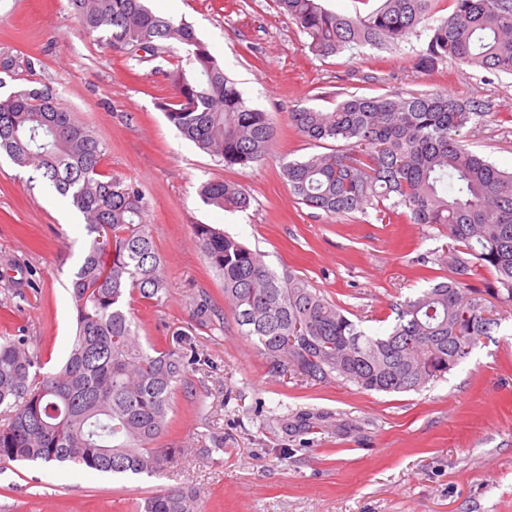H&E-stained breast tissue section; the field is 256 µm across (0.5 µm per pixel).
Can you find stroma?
<instances>
[{
    "label": "stroma",
    "instance_id": "obj_1",
    "mask_svg": "<svg viewBox=\"0 0 512 512\" xmlns=\"http://www.w3.org/2000/svg\"><path fill=\"white\" fill-rule=\"evenodd\" d=\"M168 14L191 24L246 98L274 117L266 160L225 168L158 109L174 95L163 73L184 49L133 60L84 33L67 0H0V98L32 80L53 88L105 143L103 171L142 190L169 291L136 303L139 339L197 357L159 441L175 451L161 476L0 463V512H135L171 487L195 492L202 512H512V310L464 362L417 391L282 377L238 334L192 231L210 224L237 237L279 277L306 278L361 328L383 331L396 304L448 276L449 240L428 224L299 203L281 166L317 148L289 112L330 111L351 94L446 92L484 104L488 115L466 140L508 170L512 77L451 60L419 69L421 35L322 59L274 0H176ZM210 179L245 188L250 208L205 205L198 186ZM86 245L78 211L1 156L0 336L25 337L49 371L74 340L69 281ZM199 295L224 310L223 330L195 320Z\"/></svg>",
    "mask_w": 512,
    "mask_h": 512
}]
</instances>
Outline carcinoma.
Segmentation results:
<instances>
[{
  "mask_svg": "<svg viewBox=\"0 0 512 512\" xmlns=\"http://www.w3.org/2000/svg\"><path fill=\"white\" fill-rule=\"evenodd\" d=\"M352 2L354 13L340 14L320 0H276L321 58L383 48L421 27L428 34L420 68L432 70L451 57L492 75H512V0H450L451 14L433 24L437 0ZM69 4L83 30L114 50L130 46L155 55L164 50L161 41L186 49L187 67L164 73L175 101L159 107L198 149L226 167L269 155L274 118L253 107L191 25L153 13L147 0ZM485 116L482 104L446 93L352 94L331 112L301 107L288 115L306 140L343 143L283 165L300 203L327 215L388 211L438 226L455 242L448 248V278L399 303L383 334L360 329L306 280L279 278L235 237L210 224L193 225L223 279L238 333L272 371L318 383L340 379L365 391L418 390L458 366L499 326L478 294L512 307V172L466 148L461 137ZM2 152L70 201L88 244L71 278L76 331L64 365L45 373L24 340L0 336V408L9 413L0 427V461L159 475L172 449L157 442L168 427L174 391L196 358L176 346H143L131 316L133 303H158L167 293L162 259L145 226L144 195L101 171L105 145L37 82L0 99ZM199 196L223 210L251 205L250 194L227 181L201 183ZM474 263L494 272L481 292L466 282ZM192 304L200 324L220 321L207 299ZM136 512H197V506L192 492L173 487L144 498Z\"/></svg>",
  "mask_w": 512,
  "mask_h": 512,
  "instance_id": "obj_1",
  "label": "carcinoma"
}]
</instances>
